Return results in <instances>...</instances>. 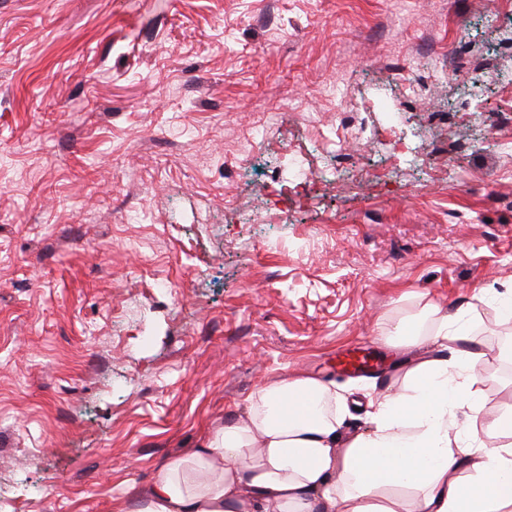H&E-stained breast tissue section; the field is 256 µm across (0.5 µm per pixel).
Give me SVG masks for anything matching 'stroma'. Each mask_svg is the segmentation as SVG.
Wrapping results in <instances>:
<instances>
[{"mask_svg": "<svg viewBox=\"0 0 512 512\" xmlns=\"http://www.w3.org/2000/svg\"><path fill=\"white\" fill-rule=\"evenodd\" d=\"M486 7L0 0V512H113L296 370L395 386L381 331L428 303L512 404V0ZM360 343L381 374L337 369Z\"/></svg>", "mask_w": 512, "mask_h": 512, "instance_id": "obj_1", "label": "stroma"}]
</instances>
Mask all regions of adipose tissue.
<instances>
[{
	"instance_id": "ef3b65f1",
	"label": "adipose tissue",
	"mask_w": 512,
	"mask_h": 512,
	"mask_svg": "<svg viewBox=\"0 0 512 512\" xmlns=\"http://www.w3.org/2000/svg\"><path fill=\"white\" fill-rule=\"evenodd\" d=\"M461 315L430 305L384 340L401 389L346 433L335 387L291 373L251 394L189 456L164 460L132 512H512V405L476 387L484 354Z\"/></svg>"
}]
</instances>
